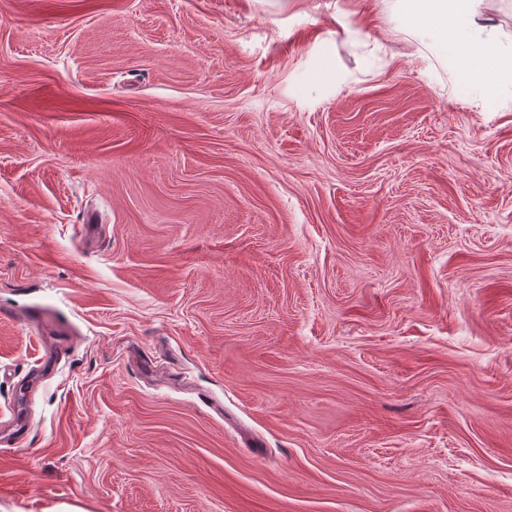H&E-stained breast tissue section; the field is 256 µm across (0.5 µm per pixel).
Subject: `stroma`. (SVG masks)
Returning a JSON list of instances; mask_svg holds the SVG:
<instances>
[{"mask_svg":"<svg viewBox=\"0 0 512 512\" xmlns=\"http://www.w3.org/2000/svg\"><path fill=\"white\" fill-rule=\"evenodd\" d=\"M421 48L0 0V512H512V84Z\"/></svg>","mask_w":512,"mask_h":512,"instance_id":"35a3bbf8","label":"stroma"}]
</instances>
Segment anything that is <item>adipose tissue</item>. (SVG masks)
<instances>
[{
    "label": "adipose tissue",
    "instance_id": "obj_1",
    "mask_svg": "<svg viewBox=\"0 0 512 512\" xmlns=\"http://www.w3.org/2000/svg\"><path fill=\"white\" fill-rule=\"evenodd\" d=\"M479 0H392L407 19L409 30H427L433 37L429 52L452 61L464 74L461 98L477 85L488 110L497 106V91L512 78V53L499 50L487 35L478 15Z\"/></svg>",
    "mask_w": 512,
    "mask_h": 512
}]
</instances>
